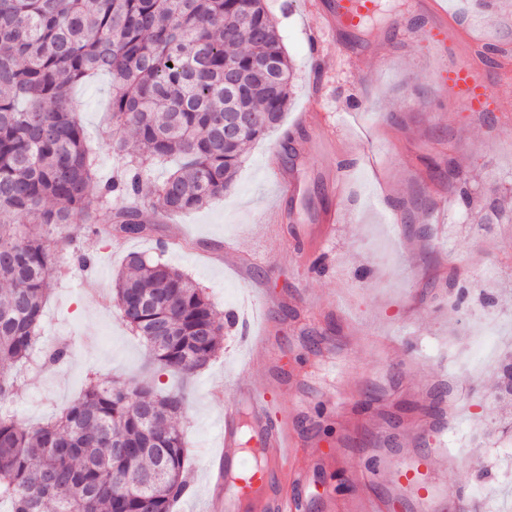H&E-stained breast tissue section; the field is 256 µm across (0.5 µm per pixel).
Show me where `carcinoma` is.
<instances>
[{"mask_svg":"<svg viewBox=\"0 0 512 512\" xmlns=\"http://www.w3.org/2000/svg\"><path fill=\"white\" fill-rule=\"evenodd\" d=\"M263 60L251 121L224 139V75ZM292 65L264 0H0V404L41 338L55 277L53 244L77 218L128 236L156 217L198 209L233 183L246 145L280 125ZM112 80V134L127 175L104 176L79 121L74 86ZM172 157L161 182L147 172ZM113 301L162 368L189 373L222 347L224 324L202 288L159 258L131 253ZM497 389L512 396V354ZM181 393L90 380L73 403L28 427L0 413V502L10 512H172L189 490Z\"/></svg>","mask_w":512,"mask_h":512,"instance_id":"carcinoma-1","label":"carcinoma"}]
</instances>
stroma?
Segmentation results:
<instances>
[{
    "instance_id": "1",
    "label": "stroma",
    "mask_w": 512,
    "mask_h": 512,
    "mask_svg": "<svg viewBox=\"0 0 512 512\" xmlns=\"http://www.w3.org/2000/svg\"><path fill=\"white\" fill-rule=\"evenodd\" d=\"M315 2L266 0L293 65L290 100L281 125L247 146L223 198L119 246L89 236L82 222L68 226L95 255L84 270L69 251L56 255L41 347L66 345L68 357L50 367L35 356L7 409L33 426L76 400L88 378L151 371L159 388L188 395L177 423L188 441L190 491L174 512H201L234 383L262 389L269 376L268 363L239 347L226 317L243 296L263 292L276 300L271 349L288 370L279 403L293 407L308 380L336 409L319 429L336 463L316 469L304 512H321L322 494L354 493L350 477L363 460L400 445L428 460L439 512H512V434L489 432L492 422L512 419V404L488 397L512 351V76L498 68L501 57L512 58V0L487 9L447 0L477 41L443 45L398 37V27L418 29L426 19L412 12L413 0H381L359 69L332 39L315 48ZM472 60L507 111L457 107L440 72ZM317 91L324 124L297 126ZM74 96L101 170L117 169L106 133L109 78L78 85ZM271 161L299 182L295 200L280 201ZM279 205L306 225L305 249L277 247L270 236ZM331 207L346 219L326 238L319 218ZM161 239L169 243L164 261L198 283L226 322L223 351L186 377L150 367L147 348L110 299L127 255L155 253ZM216 390L223 400L213 398Z\"/></svg>"
}]
</instances>
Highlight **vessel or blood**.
Here are the masks:
<instances>
[{"instance_id": "obj_1", "label": "vessel or blood", "mask_w": 512, "mask_h": 512, "mask_svg": "<svg viewBox=\"0 0 512 512\" xmlns=\"http://www.w3.org/2000/svg\"><path fill=\"white\" fill-rule=\"evenodd\" d=\"M378 7V0H325L322 6L324 28L353 65H360L362 55L353 36ZM417 8L428 17L421 36L431 42L446 41L455 22L445 0H419ZM443 81L465 111L490 112L497 106L494 87L478 77L473 64L448 67ZM238 319L244 346L252 358H259L264 339L254 333L252 313L240 310ZM235 393V402L224 409V436L216 454V477L211 481L207 512H297L288 484L299 481L302 474L293 464L300 453L320 455V441L301 448L292 416L286 409L275 407L273 394L259 393L246 380L236 383ZM422 466L416 457L397 463L375 457L369 460L367 470L389 476L416 497L421 512H431L432 487ZM323 507L325 512H386L387 503L364 485L342 500L332 494L324 496Z\"/></svg>"}]
</instances>
